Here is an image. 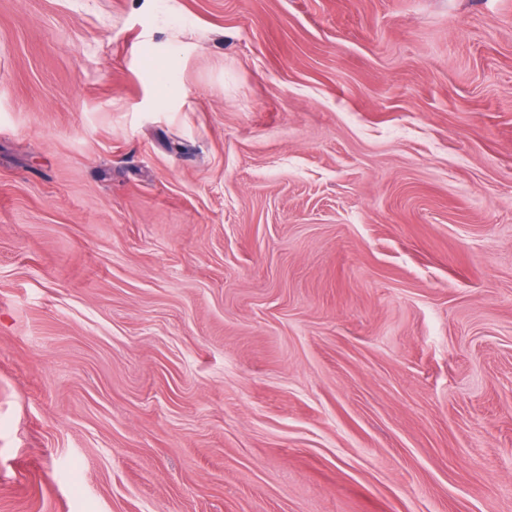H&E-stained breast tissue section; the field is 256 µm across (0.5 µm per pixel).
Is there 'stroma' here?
Listing matches in <instances>:
<instances>
[{"mask_svg":"<svg viewBox=\"0 0 512 512\" xmlns=\"http://www.w3.org/2000/svg\"><path fill=\"white\" fill-rule=\"evenodd\" d=\"M0 512H512V0H0Z\"/></svg>","mask_w":512,"mask_h":512,"instance_id":"35a3bbf8","label":"stroma"}]
</instances>
